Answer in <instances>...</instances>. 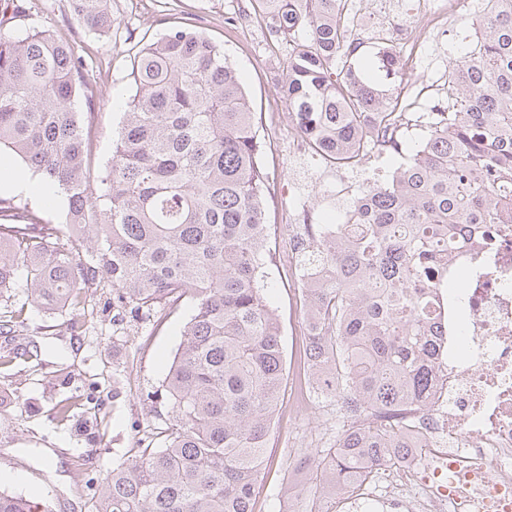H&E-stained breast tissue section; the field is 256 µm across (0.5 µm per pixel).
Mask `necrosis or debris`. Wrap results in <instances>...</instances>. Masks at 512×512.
<instances>
[{"instance_id":"necrosis-or-debris-1","label":"necrosis or debris","mask_w":512,"mask_h":512,"mask_svg":"<svg viewBox=\"0 0 512 512\" xmlns=\"http://www.w3.org/2000/svg\"><path fill=\"white\" fill-rule=\"evenodd\" d=\"M457 306L465 321L417 412L416 447L383 494L354 484L347 512H512V224H481Z\"/></svg>"}]
</instances>
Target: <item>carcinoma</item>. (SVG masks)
<instances>
[{"mask_svg":"<svg viewBox=\"0 0 512 512\" xmlns=\"http://www.w3.org/2000/svg\"><path fill=\"white\" fill-rule=\"evenodd\" d=\"M272 37L294 43L284 93L314 154L350 167L401 150L399 98L357 71L361 42L345 0H250ZM480 31L458 61L443 112L380 184L358 191L345 224L308 225L298 258L307 357L316 393L349 420L299 469L316 498L410 451L412 414L437 387L435 278L453 279L472 224H512V0H487ZM33 0H0V148L68 201L71 246L58 228L0 199V301L17 269L38 308L79 310L112 284L113 304L145 317L188 299L192 315L161 389L168 423L101 484L95 512H253L284 379L281 328L267 301L271 262L255 112L224 49L178 27L134 55L135 93L93 177L75 98L92 106L88 62L74 44L24 21ZM76 23L108 34L111 0H69ZM93 244L92 259L78 247ZM0 512H51L44 500L0 489Z\"/></svg>","mask_w":512,"mask_h":512,"instance_id":"cac0c4a2","label":"carcinoma"}]
</instances>
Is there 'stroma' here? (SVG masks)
Segmentation results:
<instances>
[{
  "mask_svg": "<svg viewBox=\"0 0 512 512\" xmlns=\"http://www.w3.org/2000/svg\"><path fill=\"white\" fill-rule=\"evenodd\" d=\"M240 0H112L116 24L100 36L79 27L67 0H37L33 25L69 38L89 61V81L98 97L86 116L94 173L112 160V139L133 93L130 76L132 46L153 41L176 26L197 25L236 63L249 92L259 129L261 161L268 174L265 222L272 240L269 294L282 333L285 380L282 398L266 450L254 512H282L284 490L290 485L310 490L312 483L297 469L304 453L330 445L344 426L340 404L310 394L305 356L302 286L288 256V211L306 205L313 223L340 218L349 204L348 190L367 186L373 173L386 172L400 161L395 154H372L352 169L338 171L315 155L293 153L284 139L288 105L282 86L292 47L273 41L264 27L243 38L230 19ZM379 21L367 16L357 31L361 50L380 88L399 95L403 111H432L441 90L439 71L454 66L470 42L471 28L455 20L442 42L423 38L426 54L411 72L380 71V47L371 37ZM11 202L40 223L63 227L67 202L56 195L46 203L36 193H14ZM90 314L71 330V312L29 306L24 275H17L8 309L20 312L26 340L38 354L0 367V487L47 501L53 512H93L98 485L113 468L136 455L148 433L166 425L165 411H154L146 395L168 372L190 316L188 304L149 321L132 317L113 321L112 290H89ZM72 404L69 420L54 413L62 399ZM307 399L303 413L292 403ZM53 451L58 463L45 462Z\"/></svg>",
  "mask_w": 512,
  "mask_h": 512,
  "instance_id": "35a3bbf8",
  "label": "stroma"
}]
</instances>
